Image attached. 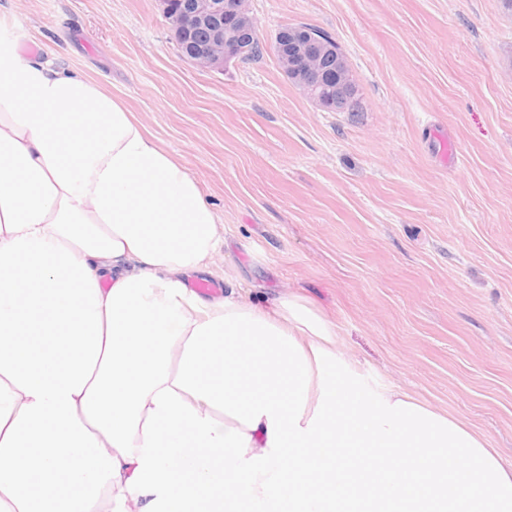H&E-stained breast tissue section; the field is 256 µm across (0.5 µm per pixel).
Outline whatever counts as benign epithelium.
I'll use <instances>...</instances> for the list:
<instances>
[{
	"mask_svg": "<svg viewBox=\"0 0 512 512\" xmlns=\"http://www.w3.org/2000/svg\"><path fill=\"white\" fill-rule=\"evenodd\" d=\"M158 2L178 43L185 42L197 26L211 27L210 39L195 44L182 55L183 59L202 69L221 70L224 64L242 57L244 48L239 34L255 26L248 0H183L178 8L173 0ZM314 40L313 34L296 29L278 31L273 49L286 76L319 101L321 95L311 91L304 81L305 73L316 65Z\"/></svg>",
	"mask_w": 512,
	"mask_h": 512,
	"instance_id": "7a95c632",
	"label": "benign epithelium"
}]
</instances>
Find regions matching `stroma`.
I'll return each mask as SVG.
<instances>
[{
  "instance_id": "stroma-1",
  "label": "stroma",
  "mask_w": 512,
  "mask_h": 512,
  "mask_svg": "<svg viewBox=\"0 0 512 512\" xmlns=\"http://www.w3.org/2000/svg\"><path fill=\"white\" fill-rule=\"evenodd\" d=\"M267 45L181 58L157 0H0V44L109 87L200 180L224 227L210 278L305 298L377 388L512 465V13L500 0H249ZM328 32L358 88L318 108L271 47Z\"/></svg>"
}]
</instances>
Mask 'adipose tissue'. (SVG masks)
<instances>
[{"label":"adipose tissue","instance_id":"ef3b65f1","mask_svg":"<svg viewBox=\"0 0 512 512\" xmlns=\"http://www.w3.org/2000/svg\"><path fill=\"white\" fill-rule=\"evenodd\" d=\"M223 246L122 100L0 49V512H512V466L298 297L189 291Z\"/></svg>","mask_w":512,"mask_h":512}]
</instances>
